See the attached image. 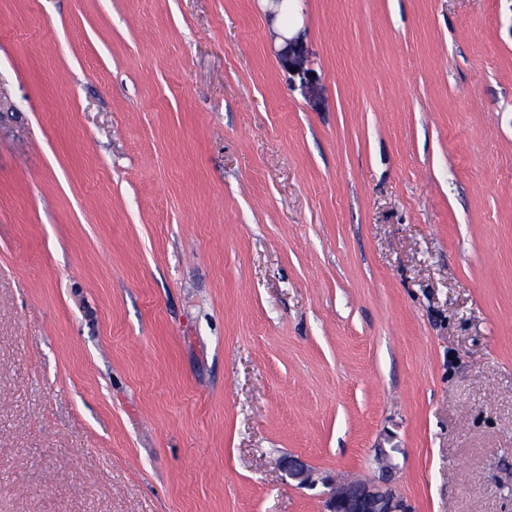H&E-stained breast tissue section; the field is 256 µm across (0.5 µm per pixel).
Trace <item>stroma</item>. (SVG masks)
<instances>
[{"label": "stroma", "instance_id": "1", "mask_svg": "<svg viewBox=\"0 0 512 512\" xmlns=\"http://www.w3.org/2000/svg\"><path fill=\"white\" fill-rule=\"evenodd\" d=\"M380 448L512 512V0H0V512H323L282 458ZM294 33L288 32V37ZM282 36L283 44L277 52V56L282 67L293 74L301 75L303 79L312 84L314 75L306 67V57L304 55V46L300 36L288 38Z\"/></svg>", "mask_w": 512, "mask_h": 512}]
</instances>
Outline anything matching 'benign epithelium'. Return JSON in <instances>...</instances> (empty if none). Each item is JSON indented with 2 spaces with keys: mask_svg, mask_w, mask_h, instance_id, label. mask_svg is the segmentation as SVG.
<instances>
[{
  "mask_svg": "<svg viewBox=\"0 0 512 512\" xmlns=\"http://www.w3.org/2000/svg\"><path fill=\"white\" fill-rule=\"evenodd\" d=\"M282 40L283 44L277 52L282 67L313 82L314 75L306 67L301 38L284 36ZM375 463L379 465L380 477L344 483L322 477L303 461L291 457L284 462L283 469L288 478L300 486H314L320 482L328 488L324 500L325 512H412L408 501L390 483V473L394 469L391 452L385 448L377 449Z\"/></svg>",
  "mask_w": 512,
  "mask_h": 512,
  "instance_id": "obj_1",
  "label": "benign epithelium"
}]
</instances>
